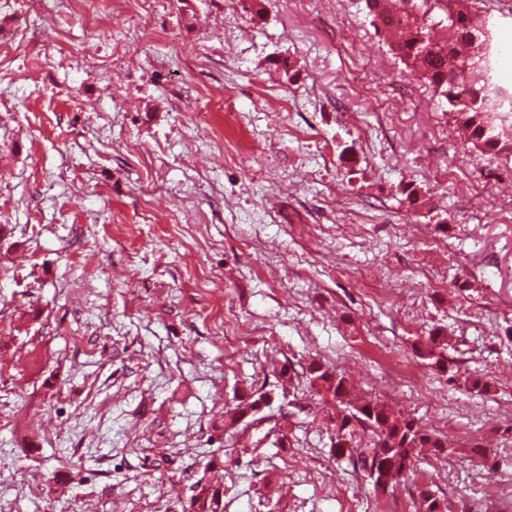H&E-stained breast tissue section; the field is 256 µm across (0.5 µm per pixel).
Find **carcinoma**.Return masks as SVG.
I'll return each instance as SVG.
<instances>
[{
  "label": "carcinoma",
  "instance_id": "obj_1",
  "mask_svg": "<svg viewBox=\"0 0 512 512\" xmlns=\"http://www.w3.org/2000/svg\"><path fill=\"white\" fill-rule=\"evenodd\" d=\"M365 8L405 68L419 73L445 102L467 142L482 153L512 155V88L497 80V49H483L487 28L473 23L469 0H403L398 12L390 11L384 0H365ZM436 29L438 39L431 36ZM414 349L416 356L448 374V380L456 379L458 369L446 356L447 337L432 332ZM302 374L335 422L336 458L363 473L375 492L384 494L407 476L422 453L449 451L444 439L415 419L397 416L373 398H352L345 377L322 363L311 361ZM254 395L257 399L250 403L238 397L226 407L224 424L239 423L264 397L259 390ZM190 491L191 512H223L224 493L205 478L192 483Z\"/></svg>",
  "mask_w": 512,
  "mask_h": 512
}]
</instances>
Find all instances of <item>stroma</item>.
I'll list each match as a JSON object with an SVG mask.
<instances>
[{
  "label": "stroma",
  "instance_id": "stroma-1",
  "mask_svg": "<svg viewBox=\"0 0 512 512\" xmlns=\"http://www.w3.org/2000/svg\"><path fill=\"white\" fill-rule=\"evenodd\" d=\"M98 8L0 0V512H188L203 476L224 512H512V158L362 0ZM472 9L512 64V0ZM433 330L456 381L414 353ZM313 360L453 454L375 494L279 375ZM266 394L267 393H262L261 390H257L256 392L250 394L247 397H236L235 402L237 403L234 404L233 407L227 406L226 410L224 411V427H226V425L228 427H231L239 423L242 420V418L247 414L248 410L255 408L254 406L258 403L259 400H262ZM257 395L258 397L255 400L249 402L244 408H241L247 399H249L251 396L254 397Z\"/></svg>",
  "mask_w": 512,
  "mask_h": 512
}]
</instances>
